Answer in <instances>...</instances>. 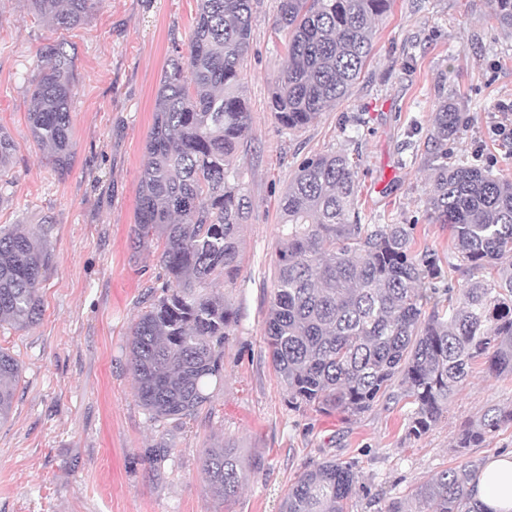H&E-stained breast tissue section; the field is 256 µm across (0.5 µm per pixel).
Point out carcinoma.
Here are the masks:
<instances>
[{
  "label": "carcinoma",
  "instance_id": "carcinoma-1",
  "mask_svg": "<svg viewBox=\"0 0 512 512\" xmlns=\"http://www.w3.org/2000/svg\"><path fill=\"white\" fill-rule=\"evenodd\" d=\"M54 30L91 15L95 0H26ZM393 0H278L274 34L284 35L287 66L275 77L269 109L296 134L345 98L372 51L376 21ZM489 15L512 28V0H487ZM253 0H198L185 46H174L155 98L145 142L135 224L137 248L160 249L164 295L131 328L130 364L140 403L156 422H183L212 406L224 385V345L237 325L224 288L241 259V232L252 200L238 154L248 152L250 112L242 88ZM28 80L27 119L53 170L74 160L75 57L57 40ZM461 124L443 101L428 139V217L450 230L448 266L461 288L440 299L444 270L436 254L415 252L412 224H364L357 162L342 151L304 158L288 181L264 343L288 392V405L356 415L394 384L413 409L407 433L426 435L483 361L512 375V181L479 165L448 166V137ZM14 142L0 127V179ZM49 227L0 229V327L24 329L42 316L38 289L52 262ZM22 366L0 349V422L11 414ZM512 426V407L493 406L456 434L469 448ZM212 494L233 502L245 479L237 448L204 450ZM475 465L462 462L418 484L411 501L385 512H481L468 485ZM359 480L352 461L306 467L288 490L283 512H350Z\"/></svg>",
  "mask_w": 512,
  "mask_h": 512
}]
</instances>
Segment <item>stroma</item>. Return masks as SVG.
<instances>
[{
    "label": "stroma",
    "instance_id": "1",
    "mask_svg": "<svg viewBox=\"0 0 512 512\" xmlns=\"http://www.w3.org/2000/svg\"><path fill=\"white\" fill-rule=\"evenodd\" d=\"M277 0H254L243 87L251 148L238 162L252 212L240 271L227 296L238 322L224 347V385L211 410L183 424L150 421L134 390L127 342L165 282L159 253L133 248L138 183L159 82L185 43L196 0H97L88 21L55 31L25 0H0V127L15 150L0 181V227L51 225L53 261L38 291L41 318L0 328V348L22 364L11 415L0 423V512H279L305 468L331 458L358 464L354 512H382L442 469L512 449V427L457 450L454 436L493 406H512V377L475 365L448 411L421 438L406 433L399 387L357 416L296 410L263 341L272 292L280 200L297 164L330 149L359 155V199L372 224H411L418 250L447 257V225L428 220L424 143L441 98L464 122L448 160L512 180V135L496 136L512 106V29L486 0H395L376 25L374 50L348 97L296 135L268 99L286 64L272 23ZM70 42L80 76L72 120L75 158L58 177L31 136L26 86L44 45ZM234 444L247 468L231 505L209 493L203 452Z\"/></svg>",
    "mask_w": 512,
    "mask_h": 512
}]
</instances>
